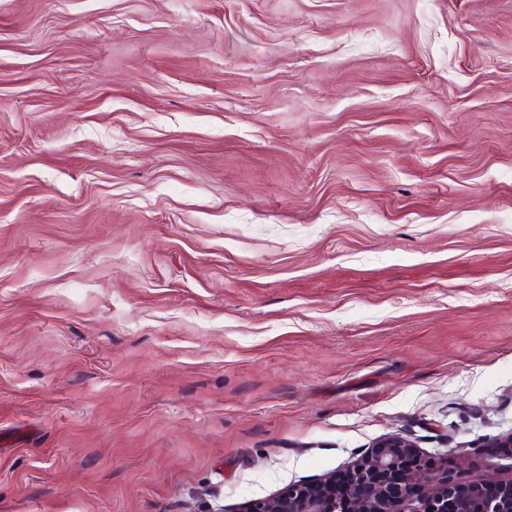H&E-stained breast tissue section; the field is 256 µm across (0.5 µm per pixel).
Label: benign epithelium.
Segmentation results:
<instances>
[{"mask_svg":"<svg viewBox=\"0 0 512 512\" xmlns=\"http://www.w3.org/2000/svg\"><path fill=\"white\" fill-rule=\"evenodd\" d=\"M330 480L291 485L277 496L259 501L248 512H512V478L500 493L484 495L481 484L466 486L431 467L413 442L399 435L381 439L350 468L341 495L328 489Z\"/></svg>","mask_w":512,"mask_h":512,"instance_id":"7a95c632","label":"benign epithelium"}]
</instances>
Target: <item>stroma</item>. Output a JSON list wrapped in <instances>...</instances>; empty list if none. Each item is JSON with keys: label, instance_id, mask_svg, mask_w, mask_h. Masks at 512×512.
I'll list each match as a JSON object with an SVG mask.
<instances>
[{"label": "stroma", "instance_id": "obj_1", "mask_svg": "<svg viewBox=\"0 0 512 512\" xmlns=\"http://www.w3.org/2000/svg\"><path fill=\"white\" fill-rule=\"evenodd\" d=\"M509 432L512 0H0V512Z\"/></svg>", "mask_w": 512, "mask_h": 512}]
</instances>
